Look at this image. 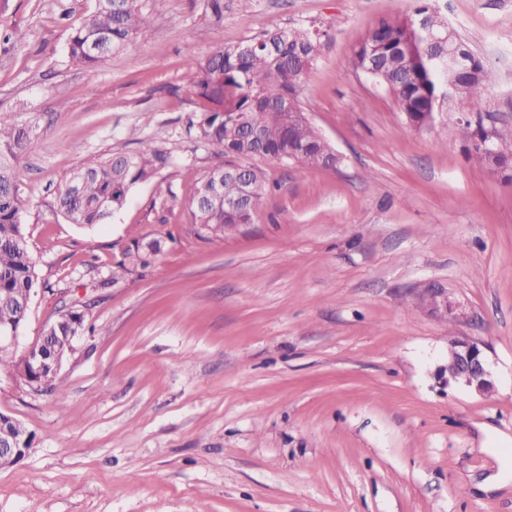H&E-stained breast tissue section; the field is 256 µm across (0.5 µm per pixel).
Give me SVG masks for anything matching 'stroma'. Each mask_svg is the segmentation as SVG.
Instances as JSON below:
<instances>
[{
	"label": "stroma",
	"mask_w": 512,
	"mask_h": 512,
	"mask_svg": "<svg viewBox=\"0 0 512 512\" xmlns=\"http://www.w3.org/2000/svg\"><path fill=\"white\" fill-rule=\"evenodd\" d=\"M422 2L495 72L481 121L512 132V0H224L218 25L206 0H138L133 44L91 71L67 46L96 0H0V115L30 132L39 278L14 355L68 308L94 327L62 361L64 399L0 371V412L34 434L0 468V512H512V182L458 113L412 127L353 63ZM292 27L324 32L297 94L343 161L244 158L265 178L251 221L209 233L188 202L222 158L183 75ZM147 143L173 163L107 224L56 209L85 158ZM152 241L156 260L130 264ZM456 338L479 343L493 393L440 378Z\"/></svg>",
	"instance_id": "obj_1"
}]
</instances>
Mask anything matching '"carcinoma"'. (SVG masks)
<instances>
[{"mask_svg":"<svg viewBox=\"0 0 512 512\" xmlns=\"http://www.w3.org/2000/svg\"><path fill=\"white\" fill-rule=\"evenodd\" d=\"M426 16L427 25L444 35L448 25L437 13L420 6L405 18L383 19L372 37L356 48L354 63L362 70L366 58L376 59L369 79L395 98L403 115L421 112H458L464 104L480 106L496 84L493 71L481 66L468 77L440 63V58L463 47L458 40L429 43L415 38L413 21ZM143 23L137 0H98L96 9L70 36L68 57L72 64L92 69L108 54L127 48ZM319 39L306 27L267 33L260 39L220 45L191 67L186 87L206 102L199 121L200 136L214 146L224 164L255 155L289 161L307 167H334L341 157L318 135L297 96V84L313 68ZM462 85L463 97L451 98L452 89ZM29 143L28 131L0 118V325L23 322L21 303L36 288L37 274L28 247L19 192V162ZM486 167L506 173L512 155L490 160L479 157ZM171 164L170 155L152 146L134 154L109 153L84 160L55 188L56 205L69 221L83 227L105 224L128 201L132 189L152 180ZM252 195L245 206L224 207V200L241 195L234 179L205 176L189 204L192 223L222 234L224 228L247 224L264 190V177L247 169ZM159 244L149 243L128 253L130 261L149 266ZM84 326L85 316L68 311L58 319L60 339L65 344L68 321Z\"/></svg>","mask_w":512,"mask_h":512,"instance_id":"obj_1","label":"carcinoma"}]
</instances>
